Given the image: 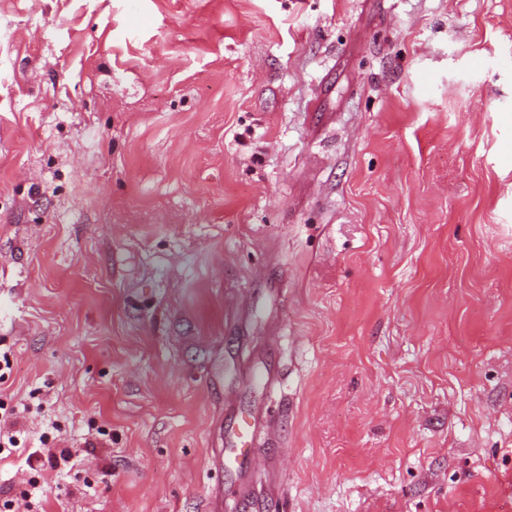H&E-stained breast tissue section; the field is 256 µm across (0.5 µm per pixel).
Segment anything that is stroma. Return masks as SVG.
<instances>
[{"label":"stroma","mask_w":512,"mask_h":512,"mask_svg":"<svg viewBox=\"0 0 512 512\" xmlns=\"http://www.w3.org/2000/svg\"><path fill=\"white\" fill-rule=\"evenodd\" d=\"M508 58L512 0H0V488L235 512L257 409L287 512H512ZM265 425L254 415L229 420L224 426V448L221 450V465L224 472L239 476L251 473L259 467L256 457L258 441ZM40 454L43 455H38L35 451L28 456V466L30 469L37 470V466L34 465V460L38 463V467L40 468H44L47 465L51 469H56L61 464L67 466L70 460L75 456V454H73L68 448L62 449L59 452V456H57V454L50 448H44V451L40 452Z\"/></svg>","instance_id":"1"}]
</instances>
